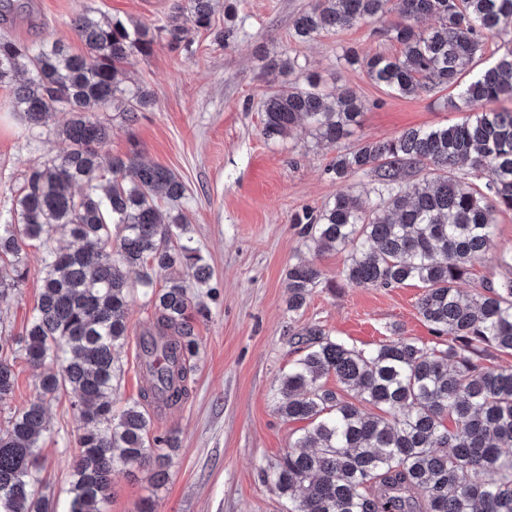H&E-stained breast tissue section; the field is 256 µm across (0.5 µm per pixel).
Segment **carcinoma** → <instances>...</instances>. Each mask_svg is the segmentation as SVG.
<instances>
[{
	"instance_id": "carcinoma-1",
	"label": "carcinoma",
	"mask_w": 512,
	"mask_h": 512,
	"mask_svg": "<svg viewBox=\"0 0 512 512\" xmlns=\"http://www.w3.org/2000/svg\"><path fill=\"white\" fill-rule=\"evenodd\" d=\"M220 4L173 0L191 28L133 24L85 6L73 20L80 54L57 41L34 48L0 36V83L23 76L12 94L28 126L70 114L55 130L66 149L28 170L16 221L0 224V306L26 276L25 241L40 243L45 269L25 335H0V398L14 389L17 356L40 370L37 399L0 428V512H54L35 489L43 467L38 441L47 431L45 401L63 393L74 395L82 421L65 512H103L119 468L145 470L153 483L167 477L174 440L150 436L144 406L187 397L198 347L192 320L204 307L186 278L204 285L212 271L187 237L185 183L142 162L136 150L106 156L110 128L93 113L110 108L134 122L153 109L127 65L150 56L157 42L186 51L195 28L230 44L234 29L214 27ZM426 18L435 25L419 26ZM359 23L399 51L350 50L348 65L399 97L451 89L445 104L465 116L357 142L328 171L343 181L373 177L374 198L342 191L292 222L305 225L316 250L348 254L343 277L351 285L422 284L419 314L448 342L437 349L399 336L362 350L320 325L299 332L302 354L272 397L282 417L304 427L264 475L288 512H512V454L503 453L512 447V367L484 364L494 352L512 355V263L481 292L458 288L492 246L497 215L512 212V107L502 106L512 103V39L481 66L487 37L512 33V0H311L290 38L300 46ZM265 60L282 77L263 101L266 140L299 129L334 144L360 124L365 105L357 93L306 72L297 50ZM465 163L472 183L456 176ZM60 228L77 247L56 244ZM157 269L171 272L163 288L155 285ZM321 279L306 260L290 265L288 310H300ZM136 292L155 316L141 342L151 385L118 411L119 353ZM331 375L335 390L322 384Z\"/></svg>"
}]
</instances>
